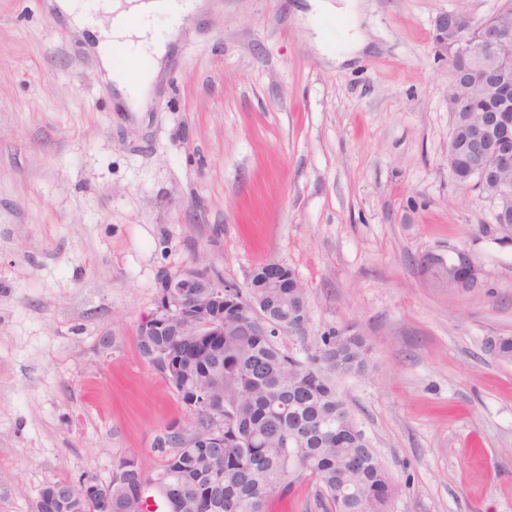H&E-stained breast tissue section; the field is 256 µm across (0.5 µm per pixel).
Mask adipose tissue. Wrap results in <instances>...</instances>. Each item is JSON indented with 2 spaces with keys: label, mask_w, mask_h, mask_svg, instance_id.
Here are the masks:
<instances>
[{
  "label": "adipose tissue",
  "mask_w": 512,
  "mask_h": 512,
  "mask_svg": "<svg viewBox=\"0 0 512 512\" xmlns=\"http://www.w3.org/2000/svg\"><path fill=\"white\" fill-rule=\"evenodd\" d=\"M55 7L69 24L96 33V49L101 66L131 110H139L149 96L150 78L131 81L128 74L112 62L114 45L127 46L132 56L145 55L161 60L176 39L183 19L197 13L201 0H99L97 13L80 10L75 0H56ZM165 19L157 29L156 19Z\"/></svg>",
  "instance_id": "1"
}]
</instances>
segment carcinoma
Returning a JSON list of instances; mask_svg holds the SVG:
<instances>
[{"label":"carcinoma","instance_id":"cac0c4a2","mask_svg":"<svg viewBox=\"0 0 512 512\" xmlns=\"http://www.w3.org/2000/svg\"><path fill=\"white\" fill-rule=\"evenodd\" d=\"M481 103L476 92L469 111L454 116L451 175L497 199V189L478 182L467 162L468 126ZM260 282L254 275L247 296L288 332V313L307 302L306 289L291 268L280 288ZM137 347L146 360L154 351L168 353L177 369L167 378L174 390L194 387L224 398V447L179 448L169 435L158 438V470L132 455L112 477V512H149L140 503L154 483L166 512H267L271 496H286L305 479L322 512H387L393 482L364 432L343 421L345 401L335 384L369 365L371 347L360 333L330 329L314 353L299 358L260 332L238 301L224 303L222 336L139 334ZM485 352L512 363V336L487 338Z\"/></svg>","mask_w":512,"mask_h":512}]
</instances>
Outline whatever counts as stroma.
<instances>
[{"mask_svg":"<svg viewBox=\"0 0 512 512\" xmlns=\"http://www.w3.org/2000/svg\"><path fill=\"white\" fill-rule=\"evenodd\" d=\"M502 0H358L309 28L307 0H207L148 111L130 112L48 0H0V512L50 481L162 461L193 414L140 356L160 280L196 264L245 284L293 268L309 304L288 352L358 328L337 379L398 486L389 512H512V242L448 172V51L437 22ZM360 27L368 45L350 48ZM471 251L481 285L419 258Z\"/></svg>","mask_w":512,"mask_h":512,"instance_id":"35a3bbf8","label":"stroma"}]
</instances>
